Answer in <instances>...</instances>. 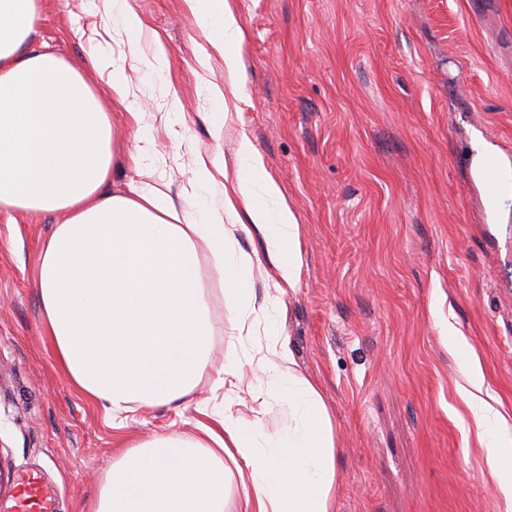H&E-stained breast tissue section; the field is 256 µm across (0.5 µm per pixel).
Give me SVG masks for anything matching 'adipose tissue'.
Wrapping results in <instances>:
<instances>
[{"label": "adipose tissue", "mask_w": 512, "mask_h": 512, "mask_svg": "<svg viewBox=\"0 0 512 512\" xmlns=\"http://www.w3.org/2000/svg\"><path fill=\"white\" fill-rule=\"evenodd\" d=\"M104 34L124 52L109 64L111 99L134 130L133 151L113 148L112 121L84 69L103 60L88 53L72 64L26 49L43 0H0V213H54L37 282L41 321L68 379L122 425L136 408L164 407L188 396L211 369L210 298L200 274L211 257L240 335H252L258 309L250 283L266 282V301L299 281L298 224L249 139H241L235 178L215 157H196L179 193L143 164L152 141L127 69L166 49H142L146 28L129 0H90ZM203 38L202 56L217 52L229 75L243 68L245 35L234 0H183ZM138 176L112 188L117 164ZM205 189L217 204L195 210ZM260 232L264 255L242 252L239 237ZM469 408L491 476L512 505V418L485 386L469 352ZM256 373L266 393L287 401L288 430L269 438L258 420L210 411L202 436L172 432L128 447L104 477L89 512H224L226 488L238 479L243 512H334L336 441L318 388L298 369L287 340L272 338ZM236 468H228L226 460Z\"/></svg>", "instance_id": "ef3b65f1"}]
</instances>
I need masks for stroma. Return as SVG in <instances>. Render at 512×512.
<instances>
[{"label":"stroma","instance_id":"obj_1","mask_svg":"<svg viewBox=\"0 0 512 512\" xmlns=\"http://www.w3.org/2000/svg\"><path fill=\"white\" fill-rule=\"evenodd\" d=\"M85 0H44L32 47L83 58L95 22ZM246 41L241 98L217 102L224 59L198 60L182 0H132L167 57L129 70L140 108L176 89L185 139L155 129L146 156L180 189L196 155L236 173L241 138L296 215V288L239 339L218 273L209 289L213 370L179 410L140 408L122 428L56 365L41 326L39 256L57 217L0 215V512L40 475L60 512H87L120 452L196 433L199 401L288 428V406L244 371L232 396L216 366L243 363L277 326L329 410L336 512H506L458 393L478 352L512 412V195L486 221L469 183L476 153L512 165V0H236Z\"/></svg>","mask_w":512,"mask_h":512}]
</instances>
